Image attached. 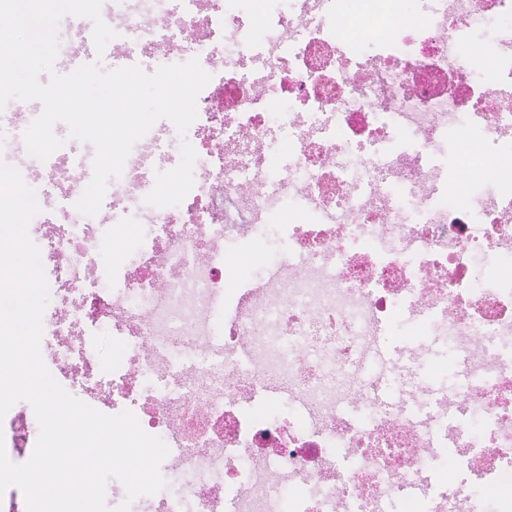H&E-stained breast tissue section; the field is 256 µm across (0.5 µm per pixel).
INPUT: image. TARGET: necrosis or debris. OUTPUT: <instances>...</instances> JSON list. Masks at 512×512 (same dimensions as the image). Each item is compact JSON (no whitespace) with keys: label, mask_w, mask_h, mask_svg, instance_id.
Segmentation results:
<instances>
[{"label":"necrosis or debris","mask_w":512,"mask_h":512,"mask_svg":"<svg viewBox=\"0 0 512 512\" xmlns=\"http://www.w3.org/2000/svg\"><path fill=\"white\" fill-rule=\"evenodd\" d=\"M435 2L429 23L362 60L336 48L335 0L301 21L276 0H103L117 33L109 49L131 59L160 51L171 64L195 57L211 76L187 130L200 144L199 173L181 207L144 201L177 135L162 119L109 181L102 220L75 207L93 167L70 144L35 184L41 211L29 226L63 305L51 320L61 338L53 376L129 408L196 475L161 493L158 512H223L203 483L214 473L235 490L232 512H278L276 474L319 485L302 512H335L340 499L391 512L397 492L426 481L447 432L471 474L512 464V267L481 276L512 255V191L478 208L443 204L440 167L427 158L451 134L495 140L512 130V101L489 92L466 46L470 27L512 14V0ZM253 15L263 37L247 25ZM250 57L260 68L236 74L233 62ZM406 134L416 151L398 150ZM135 208L147 232L113 243ZM258 241L281 245L284 260L217 323L220 301L240 286L224 257ZM104 278L110 291L97 287ZM398 310L447 340L466 377L435 394L399 387V403L386 406L374 392L389 379L366 377L362 364L373 328ZM105 330L122 356L111 373L90 353ZM273 392L297 413L292 436L281 416L243 410ZM346 402L363 421L342 420ZM452 407L481 418L484 436L449 431ZM34 421L30 408L0 420L8 453L32 455ZM334 448L350 456L328 473Z\"/></svg>","instance_id":"4bbe7bcc"}]
</instances>
